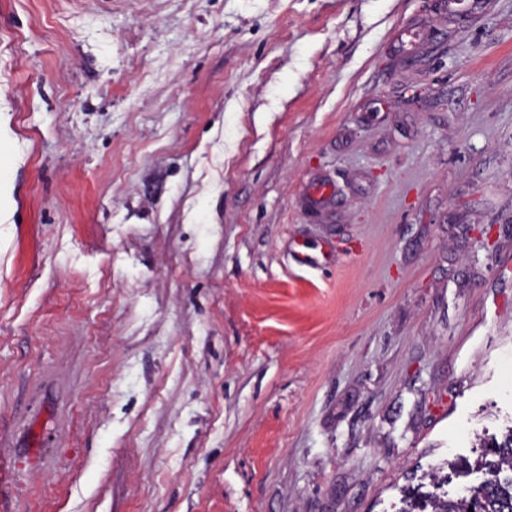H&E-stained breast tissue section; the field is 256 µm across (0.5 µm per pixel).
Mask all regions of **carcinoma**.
<instances>
[{"instance_id":"cac0c4a2","label":"carcinoma","mask_w":512,"mask_h":512,"mask_svg":"<svg viewBox=\"0 0 512 512\" xmlns=\"http://www.w3.org/2000/svg\"><path fill=\"white\" fill-rule=\"evenodd\" d=\"M474 466L491 478L456 497L407 489L401 512H512V429L489 445Z\"/></svg>"}]
</instances>
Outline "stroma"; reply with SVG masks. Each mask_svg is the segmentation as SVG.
I'll list each match as a JSON object with an SVG mask.
<instances>
[{"label":"stroma","instance_id":"obj_1","mask_svg":"<svg viewBox=\"0 0 512 512\" xmlns=\"http://www.w3.org/2000/svg\"><path fill=\"white\" fill-rule=\"evenodd\" d=\"M0 177V512H399L512 429V0H0Z\"/></svg>","mask_w":512,"mask_h":512}]
</instances>
